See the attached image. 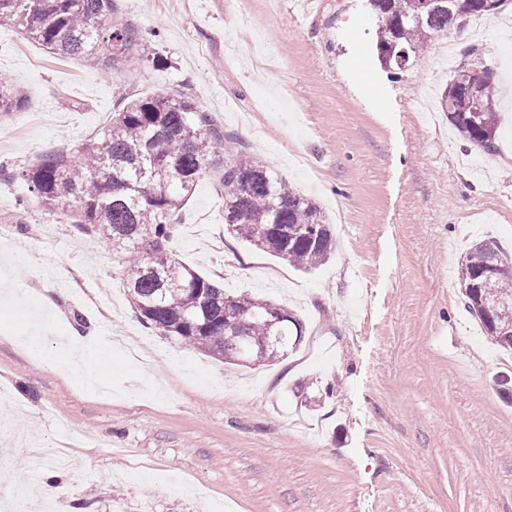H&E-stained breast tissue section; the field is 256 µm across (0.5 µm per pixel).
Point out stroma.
Returning a JSON list of instances; mask_svg holds the SVG:
<instances>
[{
  "label": "stroma",
  "mask_w": 512,
  "mask_h": 512,
  "mask_svg": "<svg viewBox=\"0 0 512 512\" xmlns=\"http://www.w3.org/2000/svg\"><path fill=\"white\" fill-rule=\"evenodd\" d=\"M113 23L153 34L163 66L113 73L58 58L0 19V75L28 95L0 123V476L16 493L63 473L52 512H512V354L464 305L458 265L489 240L512 256V0L450 30L390 77L369 0H117ZM494 68L496 153L466 143L440 98L461 50ZM187 97L245 152L320 206L335 234L310 273L224 224L199 179L171 244L226 292L292 309L303 342L237 365L135 316L124 253L55 221L20 173L93 140L120 95ZM58 337L103 331L151 351L94 361L110 387L45 368L17 342L41 289ZM44 448L30 465L31 446Z\"/></svg>",
  "instance_id": "1"
}]
</instances>
